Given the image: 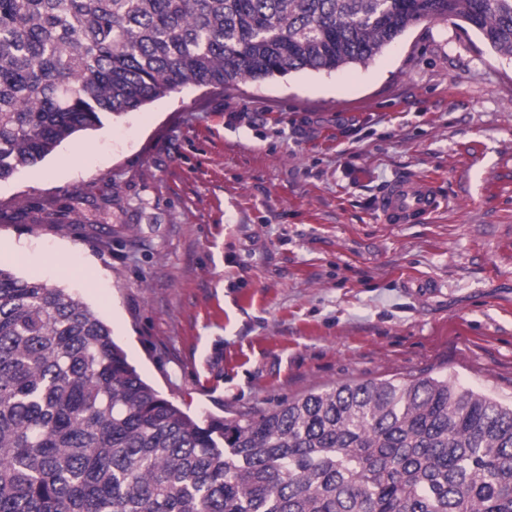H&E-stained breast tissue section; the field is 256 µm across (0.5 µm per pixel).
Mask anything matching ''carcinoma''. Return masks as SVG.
<instances>
[{
  "mask_svg": "<svg viewBox=\"0 0 512 512\" xmlns=\"http://www.w3.org/2000/svg\"><path fill=\"white\" fill-rule=\"evenodd\" d=\"M437 19L512 56V0H0V180L185 86L366 64ZM0 512H512V405L428 376L202 427L87 304L0 267Z\"/></svg>",
  "mask_w": 512,
  "mask_h": 512,
  "instance_id": "cac0c4a2",
  "label": "carcinoma"
}]
</instances>
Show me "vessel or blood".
I'll list each match as a JSON object with an SVG mask.
<instances>
[{
  "label": "vessel or blood",
  "mask_w": 512,
  "mask_h": 512,
  "mask_svg": "<svg viewBox=\"0 0 512 512\" xmlns=\"http://www.w3.org/2000/svg\"><path fill=\"white\" fill-rule=\"evenodd\" d=\"M441 203L442 196L433 181L400 177L377 197L375 206L384 223L418 224L429 221Z\"/></svg>",
  "instance_id": "vessel-or-blood-1"
}]
</instances>
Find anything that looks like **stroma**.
<instances>
[{
	"label": "stroma",
	"instance_id": "obj_1",
	"mask_svg": "<svg viewBox=\"0 0 512 512\" xmlns=\"http://www.w3.org/2000/svg\"><path fill=\"white\" fill-rule=\"evenodd\" d=\"M444 208L387 224L394 178ZM196 419L428 374L512 403V57L423 21L374 60L189 86L0 181V250Z\"/></svg>",
	"mask_w": 512,
	"mask_h": 512
}]
</instances>
